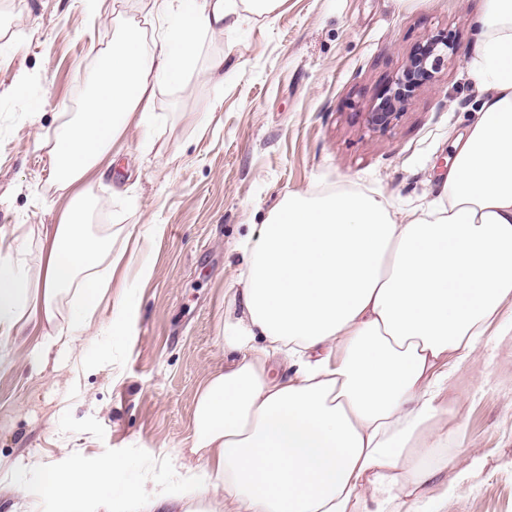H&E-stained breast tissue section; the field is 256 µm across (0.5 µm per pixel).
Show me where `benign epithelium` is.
Listing matches in <instances>:
<instances>
[{"mask_svg": "<svg viewBox=\"0 0 512 512\" xmlns=\"http://www.w3.org/2000/svg\"><path fill=\"white\" fill-rule=\"evenodd\" d=\"M462 55L452 35L439 31L427 36L415 46L402 73L385 85L378 96L379 103L364 113V121L375 130L388 129L416 91L430 82L448 60Z\"/></svg>", "mask_w": 512, "mask_h": 512, "instance_id": "obj_1", "label": "benign epithelium"}]
</instances>
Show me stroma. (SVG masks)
<instances>
[{
	"label": "stroma",
	"instance_id": "obj_1",
	"mask_svg": "<svg viewBox=\"0 0 512 512\" xmlns=\"http://www.w3.org/2000/svg\"><path fill=\"white\" fill-rule=\"evenodd\" d=\"M153 0H0V228L30 274L63 208L46 147L100 75L117 29L154 35ZM485 0H281L225 33H199L195 65L156 85L155 120L128 132L100 181L91 233L112 230L124 305L101 306L75 350L11 342L0 370V512H63L41 466L123 465L116 495L168 480L194 395L217 363L239 279L232 248L288 193H381L398 216L435 198L453 139L482 96L471 62ZM445 30L463 57L422 86L390 129L363 115L415 45ZM227 56L224 78L209 79ZM149 268L142 277L141 268ZM448 443L418 512H512V331L456 368Z\"/></svg>",
	"mask_w": 512,
	"mask_h": 512
}]
</instances>
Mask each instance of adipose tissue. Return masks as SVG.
Segmentation results:
<instances>
[{
    "mask_svg": "<svg viewBox=\"0 0 512 512\" xmlns=\"http://www.w3.org/2000/svg\"><path fill=\"white\" fill-rule=\"evenodd\" d=\"M279 3L153 0L159 17L181 19L179 37L113 41L106 74L49 149L68 203L42 229L37 280L16 266L19 237L0 231V369L13 361L5 342L40 331L71 344L111 301L112 238L88 234L78 186L103 179L118 141L150 121L157 80L192 65L197 32L236 29ZM471 67L486 94L452 143L444 202L400 218L376 193L295 192L236 247L238 306L184 450L197 464L171 465L152 512H416L434 477L427 461L448 439L445 364H468L512 302V0H486ZM68 292L78 301L63 329L56 305ZM43 474L65 512H88L80 463Z\"/></svg>",
    "mask_w": 512,
    "mask_h": 512,
    "instance_id": "adipose-tissue-1",
    "label": "adipose tissue"
}]
</instances>
